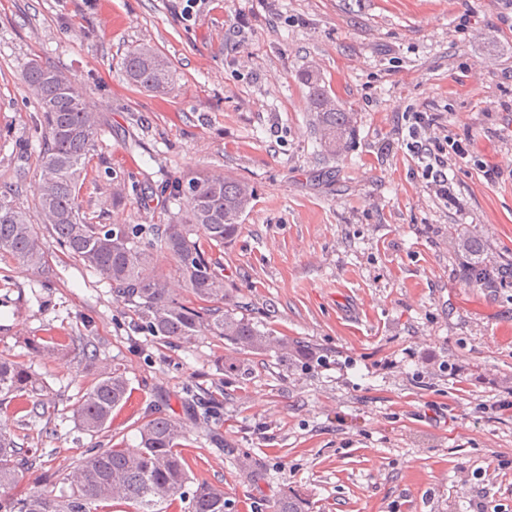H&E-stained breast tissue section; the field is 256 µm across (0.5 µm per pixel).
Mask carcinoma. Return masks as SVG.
I'll use <instances>...</instances> for the list:
<instances>
[{
    "label": "carcinoma",
    "mask_w": 512,
    "mask_h": 512,
    "mask_svg": "<svg viewBox=\"0 0 512 512\" xmlns=\"http://www.w3.org/2000/svg\"><path fill=\"white\" fill-rule=\"evenodd\" d=\"M122 69L137 88L159 96L174 92L171 63L149 44L131 49ZM302 80L314 130L329 155H341L351 141L352 113L336 104L317 72L305 71ZM22 81L36 101L44 134L37 208L45 228L62 249L112 286L116 300L132 306L141 328L175 346L205 334L222 338L240 355L229 365L240 376L247 375L251 355L272 352L282 365L315 357L312 345L274 336L239 306L226 302L220 264L204 248L222 247L237 235L255 195L249 182L221 174L168 181L159 184L156 193L169 202L187 199V208L172 214L168 223L91 224L81 211L76 187L99 133L98 119L74 82L60 71L32 61L24 67ZM453 248L469 257L464 269L468 283L487 287L494 281V272L480 258L485 251L481 239L464 235ZM157 252L174 262L182 290L168 287L157 272ZM0 253L23 267L49 273L43 235L14 191H0ZM29 346L72 355L97 369L94 384L78 397L74 415L89 435L105 429L126 398V372L101 365L83 336L68 343L34 340ZM44 389L19 361L0 358V402L17 400L35 413L47 409V402L37 397ZM186 439V424L159 412L141 425L137 445L92 449L78 460L62 477L68 493L37 491L14 498L9 491L19 474L36 468L39 458L0 426V512H97V504L114 500L131 503L132 512H163L162 505L177 496L188 501V512H225L224 490L190 477L180 452ZM305 507L300 495L286 492L273 503L272 512H305Z\"/></svg>",
    "instance_id": "obj_1"
}]
</instances>
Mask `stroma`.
Returning a JSON list of instances; mask_svg holds the SVG:
<instances>
[{
    "instance_id": "obj_1",
    "label": "stroma",
    "mask_w": 512,
    "mask_h": 512,
    "mask_svg": "<svg viewBox=\"0 0 512 512\" xmlns=\"http://www.w3.org/2000/svg\"><path fill=\"white\" fill-rule=\"evenodd\" d=\"M141 43L172 63L173 95L126 81ZM34 59L70 76L100 119L79 182L87 220L167 223L178 206L150 188L195 172L250 182L240 231L211 254L233 301L319 355L288 368L254 355L241 379L223 339L150 336L55 241L48 276L1 256L0 357L45 383L50 408L5 402L0 424L41 449L45 470L136 445L153 406L187 423L190 474L223 488L226 512H271L286 491L309 512H512V278L466 284L451 245L474 234L486 260H512V0H0V186L30 210L42 134L21 74ZM306 69L355 114L341 157L312 128ZM412 112L467 145L448 163L447 200L399 133ZM71 336L130 382L93 436L73 413L93 369L27 346ZM204 393L207 417L191 404Z\"/></svg>"
}]
</instances>
